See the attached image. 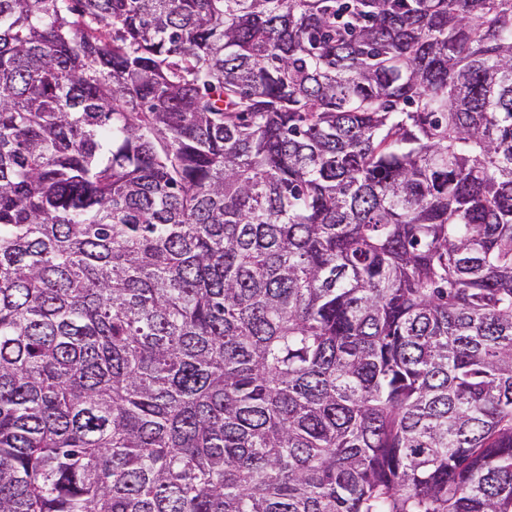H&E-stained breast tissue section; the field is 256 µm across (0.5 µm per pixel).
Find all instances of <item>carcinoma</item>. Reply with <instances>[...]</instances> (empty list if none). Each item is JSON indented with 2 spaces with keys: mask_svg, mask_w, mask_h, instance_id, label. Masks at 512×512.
<instances>
[{
  "mask_svg": "<svg viewBox=\"0 0 512 512\" xmlns=\"http://www.w3.org/2000/svg\"><path fill=\"white\" fill-rule=\"evenodd\" d=\"M0 512H512V0H0Z\"/></svg>",
  "mask_w": 512,
  "mask_h": 512,
  "instance_id": "obj_1",
  "label": "carcinoma"
}]
</instances>
